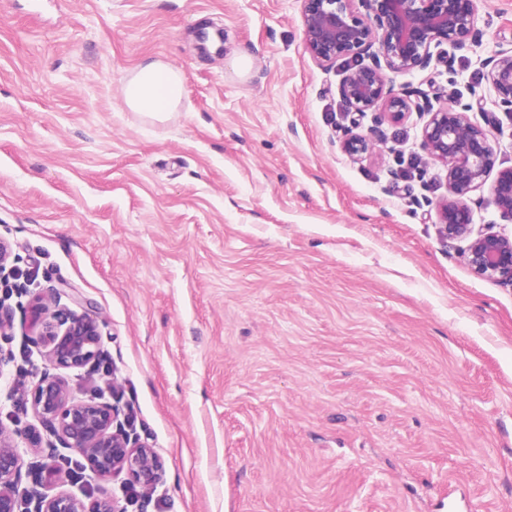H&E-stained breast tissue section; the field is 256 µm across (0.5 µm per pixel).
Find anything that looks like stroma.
<instances>
[{
    "mask_svg": "<svg viewBox=\"0 0 512 512\" xmlns=\"http://www.w3.org/2000/svg\"><path fill=\"white\" fill-rule=\"evenodd\" d=\"M477 26L453 70L387 82L465 93L512 43V0ZM147 59L185 80L161 122L122 104ZM347 68L306 51L301 0H0V429L37 422L38 294L99 321L164 463L128 512H512V284L442 237L417 116L364 119L374 151L343 153ZM58 456V489L121 495L68 448L23 463Z\"/></svg>",
    "mask_w": 512,
    "mask_h": 512,
    "instance_id": "stroma-1",
    "label": "stroma"
}]
</instances>
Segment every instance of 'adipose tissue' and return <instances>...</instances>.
Returning a JSON list of instances; mask_svg holds the SVG:
<instances>
[{"instance_id": "ef3b65f1", "label": "adipose tissue", "mask_w": 512, "mask_h": 512, "mask_svg": "<svg viewBox=\"0 0 512 512\" xmlns=\"http://www.w3.org/2000/svg\"><path fill=\"white\" fill-rule=\"evenodd\" d=\"M184 95L182 73L158 60L139 64L123 88L128 109L157 119L180 108Z\"/></svg>"}]
</instances>
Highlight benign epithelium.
I'll list each match as a JSON object with an SVG mask.
<instances>
[{"instance_id":"benign-epithelium-1","label":"benign epithelium","mask_w":512,"mask_h":512,"mask_svg":"<svg viewBox=\"0 0 512 512\" xmlns=\"http://www.w3.org/2000/svg\"><path fill=\"white\" fill-rule=\"evenodd\" d=\"M304 45L321 63L344 56L362 57L339 87L347 113L364 118L382 114L398 123L412 112L424 118L420 137L424 152L444 171L448 197L437 206V220L450 242H465L462 254L476 274L512 283V236L475 228L474 192L489 187L491 203L512 222V167L495 170L498 147L489 131L469 112L484 96L470 87L469 98L446 103L418 87L387 85L383 70L393 73L428 68L432 61L453 68L447 47L479 41L480 0H301ZM483 79L495 105L512 119V47L500 48L482 62ZM343 151L352 158L373 151L370 140L348 134ZM496 177H491L492 172ZM30 316L38 343L52 368L79 370L98 365L101 330L85 314L49 312L36 298ZM35 416L64 448L77 451L96 477L125 474L132 485L156 487L163 463L135 433L130 412L98 398L80 399L58 375L45 371L31 389ZM21 448L0 431V512H19ZM31 512H126L114 498L94 501L66 491L39 493Z\"/></svg>"}]
</instances>
